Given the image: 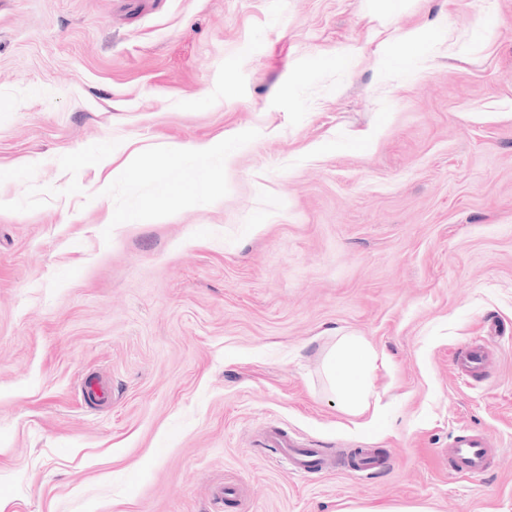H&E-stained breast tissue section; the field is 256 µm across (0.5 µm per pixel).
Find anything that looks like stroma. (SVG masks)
<instances>
[{"label":"stroma","mask_w":512,"mask_h":512,"mask_svg":"<svg viewBox=\"0 0 512 512\" xmlns=\"http://www.w3.org/2000/svg\"><path fill=\"white\" fill-rule=\"evenodd\" d=\"M228 135L190 201L108 178ZM0 169V512H512V0H0ZM339 332L388 358L379 427ZM465 430L499 461L452 478ZM381 366L387 365L384 355L356 336H341L325 360V372L333 385L352 396L351 410L358 416L368 415V423L377 416V398H374L370 380ZM490 362L489 351L484 344L476 343L463 350L456 359L455 367L463 375L481 377ZM266 448L280 449L290 460L293 470L298 473L321 471L329 464L320 448H309L296 440L288 438L286 432L277 428L266 431L264 439Z\"/></svg>","instance_id":"1"}]
</instances>
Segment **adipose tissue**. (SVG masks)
Returning <instances> with one entry per match:
<instances>
[{
    "mask_svg": "<svg viewBox=\"0 0 512 512\" xmlns=\"http://www.w3.org/2000/svg\"><path fill=\"white\" fill-rule=\"evenodd\" d=\"M385 356L363 340L354 336H341L325 360V372L332 384L352 397L351 410L358 416L376 418L377 404L372 401L370 381Z\"/></svg>",
    "mask_w": 512,
    "mask_h": 512,
    "instance_id": "adipose-tissue-1",
    "label": "adipose tissue"
}]
</instances>
